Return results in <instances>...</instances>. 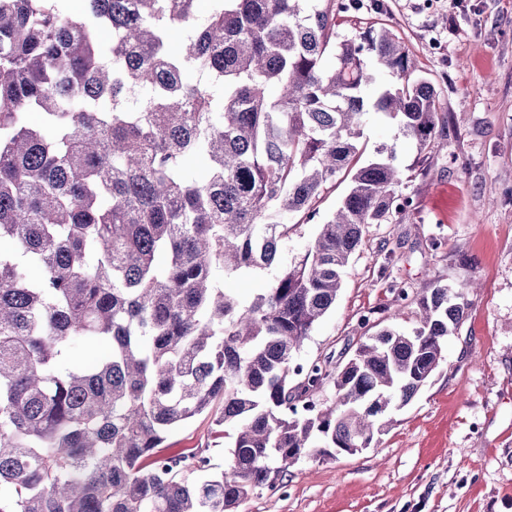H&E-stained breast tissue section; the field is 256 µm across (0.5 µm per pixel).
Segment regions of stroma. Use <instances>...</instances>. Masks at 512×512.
I'll return each mask as SVG.
<instances>
[{"label":"stroma","mask_w":512,"mask_h":512,"mask_svg":"<svg viewBox=\"0 0 512 512\" xmlns=\"http://www.w3.org/2000/svg\"><path fill=\"white\" fill-rule=\"evenodd\" d=\"M339 37L384 25L406 44L419 75L448 114V144L418 152L396 126L369 114L361 162L395 151L405 213L368 229L336 302L296 360L341 369L361 338L386 325L409 332L416 304L397 308L391 281L429 278L477 291L445 358L374 447L289 468L276 488L255 490L239 512H512V0H341ZM350 184L340 174L314 221L289 238L282 256L301 255ZM217 411L172 432L161 453L200 448L213 471L227 450Z\"/></svg>","instance_id":"obj_1"}]
</instances>
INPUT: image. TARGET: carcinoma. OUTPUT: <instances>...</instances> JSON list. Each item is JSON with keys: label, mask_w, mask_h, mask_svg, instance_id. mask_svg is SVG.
<instances>
[{"label": "carcinoma", "mask_w": 512, "mask_h": 512, "mask_svg": "<svg viewBox=\"0 0 512 512\" xmlns=\"http://www.w3.org/2000/svg\"><path fill=\"white\" fill-rule=\"evenodd\" d=\"M60 2L0 0V512H238L303 459L371 447L478 288L395 282L412 332L365 337L336 372L295 362L367 227L411 206L393 151L355 168L364 116L421 152L448 139L408 49L387 27L336 40V0ZM245 277L264 287L229 288ZM76 339L110 350L78 360ZM217 402L229 459L200 481L208 456L159 448ZM349 184L350 175L347 176V173H342L336 178L333 185L323 193L317 206L318 214L316 217L311 222H300L304 225L297 234L288 239V243L283 248V259L290 261L305 251L317 231V224H322L336 210L342 197L346 194Z\"/></svg>", "instance_id": "1"}]
</instances>
